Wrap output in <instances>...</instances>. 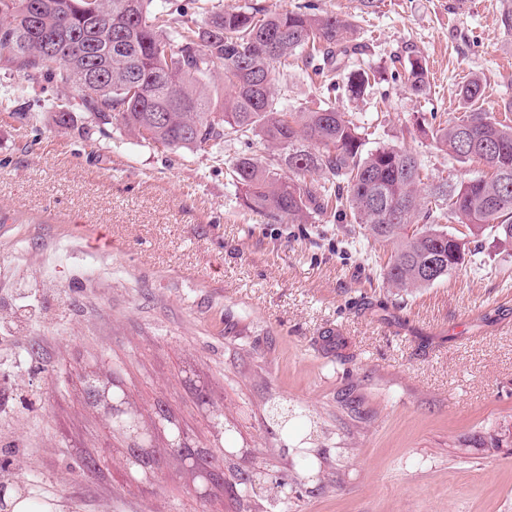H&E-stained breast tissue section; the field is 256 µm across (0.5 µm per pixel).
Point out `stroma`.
Wrapping results in <instances>:
<instances>
[{"label": "stroma", "instance_id": "stroma-1", "mask_svg": "<svg viewBox=\"0 0 512 512\" xmlns=\"http://www.w3.org/2000/svg\"><path fill=\"white\" fill-rule=\"evenodd\" d=\"M351 17L371 68L426 58L430 89L385 81L336 106L370 146L417 153L431 177L477 163L436 150L419 114L512 115L507 0H316ZM69 112L66 127L57 112ZM170 151L97 122L77 93L0 62V461L12 490L62 512H512V249L410 293L380 276L381 243L349 225L245 208L240 153ZM118 372L146 426L167 408L223 484L172 460L129 482L127 439L76 371ZM309 414L305 449L272 404ZM501 433L487 448L488 432ZM101 458L83 471V458ZM252 475L250 496L227 486ZM283 478L288 503L271 489Z\"/></svg>", "mask_w": 512, "mask_h": 512}]
</instances>
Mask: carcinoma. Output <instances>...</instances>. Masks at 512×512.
Here are the masks:
<instances>
[{"instance_id":"obj_1","label":"carcinoma","mask_w":512,"mask_h":512,"mask_svg":"<svg viewBox=\"0 0 512 512\" xmlns=\"http://www.w3.org/2000/svg\"><path fill=\"white\" fill-rule=\"evenodd\" d=\"M0 16V61L78 91L97 119L140 142L206 153L226 141H263L269 161L242 153L228 167L242 204L290 224L364 226L389 247L381 271L391 287L424 288L489 238L512 246V118L472 110L417 122L438 150L481 165L464 181L429 183L417 155L366 148L368 128L332 102L338 92L360 100L376 83L377 72L353 65L347 17L313 4L270 11L247 2L190 25L157 0H0ZM291 68L324 78L316 108L288 107ZM428 78L422 57L403 66L416 95ZM483 94L477 79L460 89L472 106ZM84 387L112 430L128 427V418L112 419V391H121L112 379ZM133 460L129 479L139 485L155 458L141 450Z\"/></svg>"}]
</instances>
